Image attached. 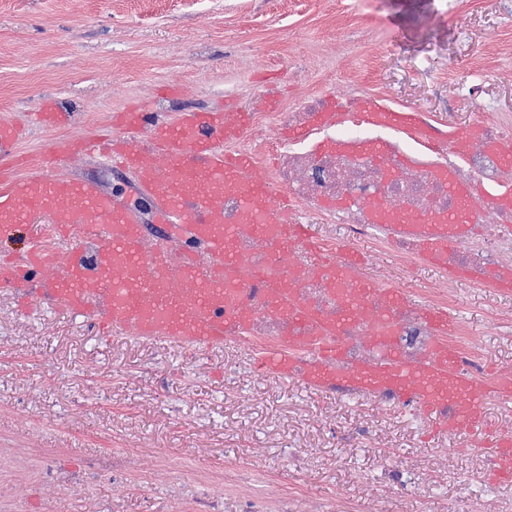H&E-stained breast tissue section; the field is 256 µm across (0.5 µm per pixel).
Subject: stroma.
<instances>
[{"label":"stroma","mask_w":512,"mask_h":512,"mask_svg":"<svg viewBox=\"0 0 512 512\" xmlns=\"http://www.w3.org/2000/svg\"><path fill=\"white\" fill-rule=\"evenodd\" d=\"M488 27L495 41L478 38ZM174 84L180 93L164 95ZM344 93L429 113L450 130L512 119V0H0V122L24 124L46 99L73 115L63 128L29 129L18 146L28 156L96 134L141 101L173 119ZM53 171L108 193L135 183L98 157L61 158ZM357 248L363 276L410 302L451 283L454 343L512 372V290L397 263L373 238ZM252 352L234 336L200 351L104 335L93 316L42 300L23 308L0 288V448L60 451L59 483L34 485L27 512H92L111 483L89 500L64 481L114 456L134 468L123 512H148L138 485L157 452L186 480L250 459V489L282 480L296 512H512V479L489 480L484 447L430 434L429 418L407 407L256 373L244 362ZM383 448L402 469L382 466ZM404 475L408 493L396 486Z\"/></svg>","instance_id":"obj_1"}]
</instances>
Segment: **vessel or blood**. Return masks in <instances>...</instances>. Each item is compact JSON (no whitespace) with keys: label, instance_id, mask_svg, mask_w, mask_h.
<instances>
[{"label":"vessel or blood","instance_id":"vessel-or-blood-1","mask_svg":"<svg viewBox=\"0 0 512 512\" xmlns=\"http://www.w3.org/2000/svg\"><path fill=\"white\" fill-rule=\"evenodd\" d=\"M357 120L392 128L414 130L419 114L397 110L373 97L356 102ZM248 111H186L175 121L158 119L141 102L113 113L111 124L120 137L58 140L53 155L76 159L106 157L114 168L134 170V196L126 202L88 183L53 176L42 163L19 155L21 130L0 123V156L10 164L0 168V241L12 238L20 224L37 213L51 218L50 232L77 237L91 252L76 250L67 262L42 236L29 240L18 255L0 253V287L14 289L21 304L36 299L59 303L62 310L95 316L104 331L121 328L146 340L181 342L208 348L224 340V299L243 278V263L236 250L242 230L282 247L295 244L310 249L317 269L339 278L346 297L344 319L356 318L371 284L360 273L363 258L357 251L336 256L314 244L308 225L294 223L287 209L272 210L273 189L263 179L245 178L247 155L228 153L226 141L247 127ZM145 140H137L141 129ZM240 201L238 223L224 221V196ZM462 207L475 196L512 203V185L470 184L456 189ZM154 225L160 240L145 249L147 225ZM469 225L453 231L430 232L417 242L426 262L441 263L448 250L467 237ZM207 251L208 264L197 262ZM62 269V280L49 273ZM423 316L436 341L426 360L408 364L387 350L376 361L356 368L343 364L344 348L338 339L339 322L313 325L311 336L281 337L276 346L256 356L254 367L263 373L300 378L311 388L347 386L379 394L391 392L401 403L420 413L435 414L437 432H486L492 454L490 479L512 477V434L491 429L481 405L488 392L512 399V374L475 375L458 361L447 335L448 310L429 307Z\"/></svg>","mask_w":512,"mask_h":512}]
</instances>
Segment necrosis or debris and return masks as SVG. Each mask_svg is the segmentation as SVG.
I'll use <instances>...</instances> for the list:
<instances>
[{
	"label": "necrosis or debris",
	"instance_id": "4bbe7bcc",
	"mask_svg": "<svg viewBox=\"0 0 512 512\" xmlns=\"http://www.w3.org/2000/svg\"><path fill=\"white\" fill-rule=\"evenodd\" d=\"M323 100L307 96L294 110L254 113L248 133L227 143V150L249 156L252 170H259L268 154L277 163L264 170V178L274 188L272 205L292 200L295 215L312 223L342 225L344 243L354 244L377 235L378 218L400 210L416 218H436L456 207L448 187L459 183H500L512 181V170L501 164L491 149L494 141H512V121L481 122L457 134L433 124L423 116L422 127L404 137L376 125L354 120L332 125L316 124ZM370 145L389 141L386 158L373 159L343 149L342 141ZM483 227L481 238L461 251L452 250L443 259L449 271L465 270L479 288L499 287L512 279V206L486 204L473 210ZM238 249L243 263L269 272L265 282H240L224 302L227 329L237 328V312L251 315L243 335L260 344L274 343L279 336H307L311 327L294 321L288 304L280 296L283 284H290L301 303L314 318L336 320L343 307L340 286L322 275L302 247L283 253L273 242L242 233ZM385 314L393 328L392 348L408 363L423 361L434 334L418 309L411 305L387 306L382 295H374L359 319L347 326L340 340L347 364L356 367L381 355L367 327L375 314ZM56 456L52 453L25 454L0 450V512H26L25 487L32 477H52ZM111 480L110 501L97 505V512H119L124 497L125 469L120 464L92 467L82 475L81 489L92 492L101 480ZM143 484L150 491L149 512H175L170 498L154 494L161 486L179 487L194 512H225V485L215 477L202 482L182 483L175 461L156 464Z\"/></svg>",
	"mask_w": 512,
	"mask_h": 512
}]
</instances>
